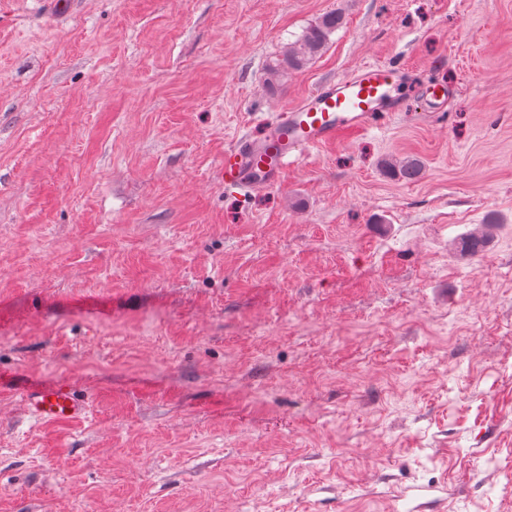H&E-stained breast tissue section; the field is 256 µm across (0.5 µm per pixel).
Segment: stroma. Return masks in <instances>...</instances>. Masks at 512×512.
Returning a JSON list of instances; mask_svg holds the SVG:
<instances>
[{
	"label": "stroma",
	"instance_id": "obj_1",
	"mask_svg": "<svg viewBox=\"0 0 512 512\" xmlns=\"http://www.w3.org/2000/svg\"><path fill=\"white\" fill-rule=\"evenodd\" d=\"M366 64L402 111L225 190ZM0 512H512V0H0ZM344 17L338 11H330L321 15L305 32L298 45L288 47L271 66L270 72L275 80L305 68L310 61L323 49L331 33L342 27ZM23 399L29 418L43 423L80 419L87 409L83 398L67 380H56L37 387L27 386Z\"/></svg>",
	"mask_w": 512,
	"mask_h": 512
}]
</instances>
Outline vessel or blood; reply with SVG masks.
<instances>
[{
    "label": "vessel or blood",
    "mask_w": 512,
    "mask_h": 512,
    "mask_svg": "<svg viewBox=\"0 0 512 512\" xmlns=\"http://www.w3.org/2000/svg\"><path fill=\"white\" fill-rule=\"evenodd\" d=\"M404 74L399 67L362 66L317 88L281 113L262 135H242L224 151L225 189L251 192L277 186L289 166L310 151L398 111L391 91ZM23 399L29 418L38 422L76 420L86 413L85 401L66 380L26 387Z\"/></svg>",
    "instance_id": "1"
}]
</instances>
